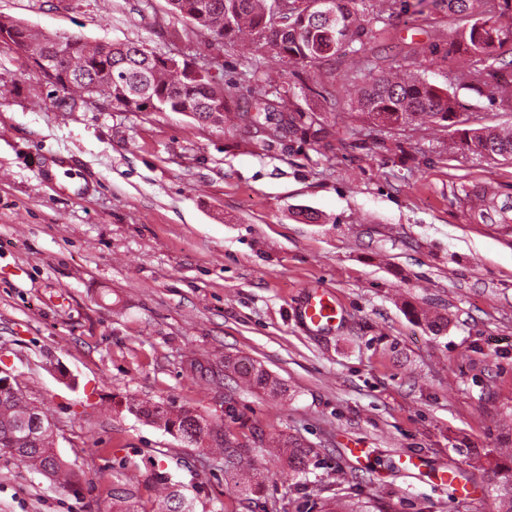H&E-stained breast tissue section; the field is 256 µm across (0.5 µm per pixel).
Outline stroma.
Segmentation results:
<instances>
[{
  "label": "stroma",
  "mask_w": 512,
  "mask_h": 512,
  "mask_svg": "<svg viewBox=\"0 0 512 512\" xmlns=\"http://www.w3.org/2000/svg\"><path fill=\"white\" fill-rule=\"evenodd\" d=\"M400 12L365 57L336 63L327 137L272 138L186 112H69L22 52L0 47V366L55 426L73 490L0 453V512H112L123 472L139 512H161L144 471L163 465L193 512H322L337 498L391 512H496L499 451L512 448V223L472 224L460 184L512 205V165L452 153L444 130L396 138L347 115L365 60L446 50L444 8ZM0 15L44 33L142 43L199 62L219 56L232 99L259 95L236 45L208 47L167 0H0ZM92 180L70 198L41 181L42 157ZM318 214L308 222L305 212ZM342 320L307 330L309 285ZM433 306L443 332L418 320ZM261 365L281 394L246 388L227 361ZM191 407L242 438L313 448L305 476L263 459L262 495L224 461L126 409ZM456 479L446 484L442 469Z\"/></svg>",
  "instance_id": "stroma-1"
}]
</instances>
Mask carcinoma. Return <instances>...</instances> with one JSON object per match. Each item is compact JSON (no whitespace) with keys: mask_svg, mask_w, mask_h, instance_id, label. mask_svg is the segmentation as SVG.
Returning <instances> with one entry per match:
<instances>
[{"mask_svg":"<svg viewBox=\"0 0 512 512\" xmlns=\"http://www.w3.org/2000/svg\"><path fill=\"white\" fill-rule=\"evenodd\" d=\"M271 0H169L171 10L192 28L214 33L226 41L235 42L246 36L254 51L270 53L288 67L291 77L286 81L271 79L260 70L251 57L245 58L248 74L262 89L274 90L277 101L271 106L264 100L255 103L256 115L277 118L290 130L315 139L327 130L314 119L316 108L303 111L293 107L295 91H304L300 70L332 65L348 54L366 51L373 38L374 24L383 23L404 7L403 0H379L378 11H368L366 0H288V24L278 27L269 12ZM445 4L448 17L455 27L448 32V51L443 59L455 64L456 55L467 56L465 67L456 70L457 89H442L428 81L417 69L422 61L405 57L387 70L368 68L362 82L356 84L354 103L358 117L388 133L404 132L413 125L428 124L444 128L455 139L457 148L491 160L512 164V130L477 125L473 117L465 116L457 90L465 89L487 97L504 111L512 112V100L504 102L502 92L512 87V76L504 77L501 70L512 67V0H434ZM21 39L35 47L54 46L53 36L38 34L25 27ZM143 44L89 42L74 39L66 67L73 68L75 79L70 86L55 89L56 107L68 111L78 98L101 97L122 105L129 112H177L188 107L200 121H224L233 116L245 122L250 109L228 105L224 87L209 78H191L183 66H169L163 60H150ZM144 73L151 85L149 100H127L128 79L124 74ZM503 211L493 197L485 200L479 210H471L472 223H485L492 215ZM243 382L269 393L280 389L279 382L262 367L253 366L241 373ZM127 410L158 425L166 433L187 443L207 445V451L224 456V472L239 489L257 493L262 479L250 448H274L286 456L290 477L304 472L312 449L278 437L242 442L231 432L218 431L193 410L185 406L159 405L132 401ZM0 452L47 479L57 488H68L74 474L53 448L52 434L28 415V401L20 388L0 389ZM151 479L172 503L168 512H178L179 494L174 490L170 474L150 461ZM500 480L495 488L497 512H512V464L498 466ZM113 495L112 512H136L129 499L128 486ZM336 512H384V506L373 502L348 503Z\"/></svg>","mask_w":512,"mask_h":512,"instance_id":"cac0c4a2","label":"carcinoma"}]
</instances>
